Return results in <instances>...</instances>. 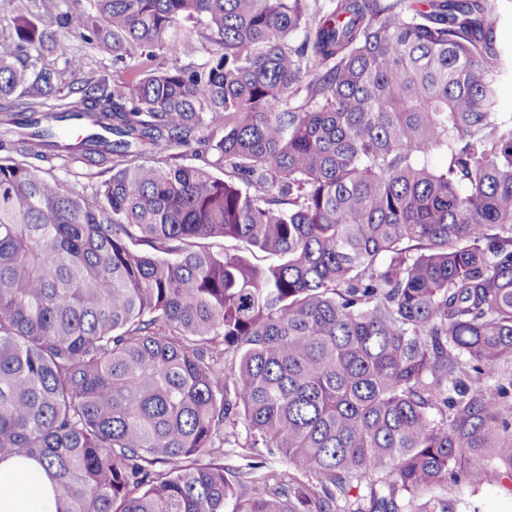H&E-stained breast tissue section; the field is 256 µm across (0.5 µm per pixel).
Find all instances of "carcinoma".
Segmentation results:
<instances>
[{"label": "carcinoma", "instance_id": "1", "mask_svg": "<svg viewBox=\"0 0 512 512\" xmlns=\"http://www.w3.org/2000/svg\"><path fill=\"white\" fill-rule=\"evenodd\" d=\"M60 27L130 78L69 88L71 144L41 58L83 59L0 40V460L36 459L56 512H463L422 492L512 476L496 0H92ZM65 158L111 172L93 201L35 165ZM240 427L319 488L225 468Z\"/></svg>", "mask_w": 512, "mask_h": 512}]
</instances>
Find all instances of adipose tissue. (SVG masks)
Returning a JSON list of instances; mask_svg holds the SVG:
<instances>
[{
    "mask_svg": "<svg viewBox=\"0 0 512 512\" xmlns=\"http://www.w3.org/2000/svg\"><path fill=\"white\" fill-rule=\"evenodd\" d=\"M38 469L32 459L0 460V512H56L52 482Z\"/></svg>",
    "mask_w": 512,
    "mask_h": 512,
    "instance_id": "ef3b65f1",
    "label": "adipose tissue"
}]
</instances>
